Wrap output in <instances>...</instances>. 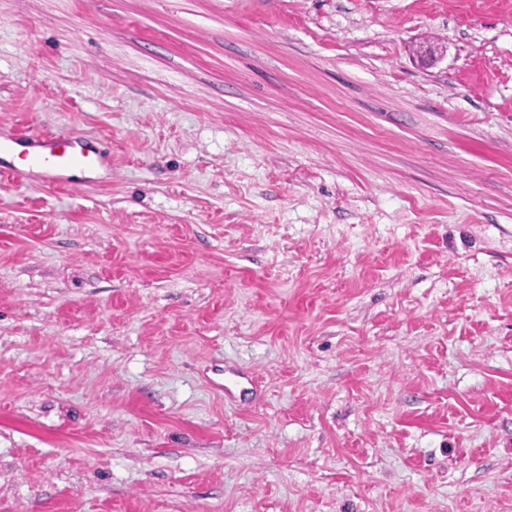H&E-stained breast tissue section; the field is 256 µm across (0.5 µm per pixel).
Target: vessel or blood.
Wrapping results in <instances>:
<instances>
[{
    "label": "vessel or blood",
    "mask_w": 512,
    "mask_h": 512,
    "mask_svg": "<svg viewBox=\"0 0 512 512\" xmlns=\"http://www.w3.org/2000/svg\"><path fill=\"white\" fill-rule=\"evenodd\" d=\"M107 164L93 142L72 135L31 132L0 138V170L19 186L70 187L80 173L94 182L98 169Z\"/></svg>",
    "instance_id": "b4317fda"
}]
</instances>
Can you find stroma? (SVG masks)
<instances>
[{
  "mask_svg": "<svg viewBox=\"0 0 512 512\" xmlns=\"http://www.w3.org/2000/svg\"><path fill=\"white\" fill-rule=\"evenodd\" d=\"M0 512H512V0H0ZM16 145L37 147L38 150L32 153L21 151L17 155L20 162L16 164L5 158L14 156ZM108 164L107 158L93 142L72 135L30 132L0 138V169L19 186L49 184L70 187L85 184L76 181L75 172L87 175L83 179L88 182H97L102 178L96 174L98 169Z\"/></svg>",
  "mask_w": 512,
  "mask_h": 512,
  "instance_id": "1",
  "label": "stroma"
}]
</instances>
